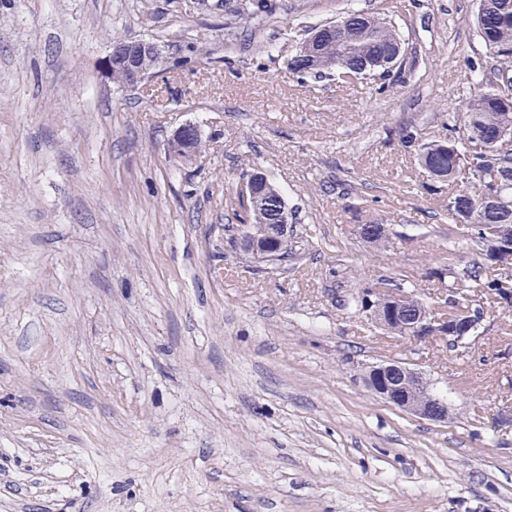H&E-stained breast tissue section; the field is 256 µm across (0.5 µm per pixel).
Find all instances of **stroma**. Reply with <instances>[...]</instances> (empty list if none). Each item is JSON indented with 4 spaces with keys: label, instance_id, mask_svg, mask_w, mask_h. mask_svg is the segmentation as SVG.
<instances>
[{
    "label": "stroma",
    "instance_id": "1",
    "mask_svg": "<svg viewBox=\"0 0 512 512\" xmlns=\"http://www.w3.org/2000/svg\"><path fill=\"white\" fill-rule=\"evenodd\" d=\"M270 2L246 36L249 0H0V512H512V308L452 348L352 301L389 279L445 314L438 270L481 257L402 142L496 82L477 0ZM350 8L395 22L399 64L289 72ZM119 38L163 48L138 86L103 70ZM189 122L207 150L173 161ZM256 167L288 207L273 265L236 242ZM389 358L448 423L369 391Z\"/></svg>",
    "mask_w": 512,
    "mask_h": 512
}]
</instances>
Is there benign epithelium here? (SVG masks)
Returning <instances> with one entry per match:
<instances>
[{"instance_id": "obj_1", "label": "benign epithelium", "mask_w": 512, "mask_h": 512, "mask_svg": "<svg viewBox=\"0 0 512 512\" xmlns=\"http://www.w3.org/2000/svg\"><path fill=\"white\" fill-rule=\"evenodd\" d=\"M344 20L339 19L315 28L298 47L296 58L307 59L315 55L316 42L336 37L337 45L345 49L343 37ZM146 53L162 57V47L150 41L128 40L123 55L110 53L104 61L106 74L112 73V64H123L129 73V83L136 86L144 79L136 59ZM197 126L186 124L179 127L170 140L174 157L184 160L190 139L199 134ZM279 195V191L268 180L265 173L255 170L242 178L239 200L250 207L257 198ZM288 211L282 210L277 224H242L239 229L247 247L263 262L279 260L276 246L287 236ZM410 299L398 289L378 290L368 293L365 309L371 312L374 321L386 330L415 341L439 338L448 344H465L475 329L476 309L459 305L457 311L440 318L426 311L416 313L408 310ZM364 381L370 390L381 399L400 410L433 423H446L452 412L451 404L432 391L431 381L414 365L397 360L384 361L369 367Z\"/></svg>"}]
</instances>
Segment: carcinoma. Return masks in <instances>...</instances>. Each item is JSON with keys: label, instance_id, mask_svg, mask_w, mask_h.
<instances>
[{"label": "carcinoma", "instance_id": "1", "mask_svg": "<svg viewBox=\"0 0 512 512\" xmlns=\"http://www.w3.org/2000/svg\"><path fill=\"white\" fill-rule=\"evenodd\" d=\"M345 37L357 46L354 53L337 50L336 42L326 40L317 45L316 58L329 64L331 72L345 83L360 76L365 67L378 61L379 52L402 44L403 39L390 21L358 10L344 15ZM476 25L480 38L498 63V71L512 77V0H479ZM504 92L493 86L467 99L462 112L454 116L448 135L419 145L417 156L421 165L438 182L448 184V209L454 224L474 228L475 238L482 246L483 262L457 274L448 273L449 292L466 298L498 302L501 289H512V274L494 272L492 247L512 237V158L502 149V135L512 131V111L500 102ZM492 145L497 151L481 154L473 171H466L468 144ZM474 182L480 193H472L467 184ZM283 200H259L243 211L244 224H274Z\"/></svg>", "mask_w": 512, "mask_h": 512}]
</instances>
